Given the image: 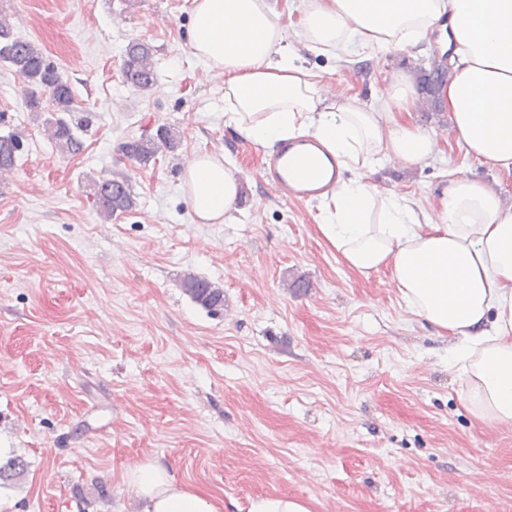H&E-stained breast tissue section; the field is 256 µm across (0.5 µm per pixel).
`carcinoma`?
Here are the masks:
<instances>
[{
  "mask_svg": "<svg viewBox=\"0 0 512 512\" xmlns=\"http://www.w3.org/2000/svg\"><path fill=\"white\" fill-rule=\"evenodd\" d=\"M153 57L154 47L150 43L142 40L129 42L121 69L124 83L140 91L151 90L157 80ZM1 63L35 87L36 94L29 101V110L43 113L42 124L59 150L66 155L81 153L84 142L79 131L89 124L90 116L71 117L76 110L73 87L35 43L14 35L10 15L4 12L0 13ZM44 95L51 101L52 108L43 106ZM180 142L177 129L162 124L153 132L147 129L128 132L117 151L124 158L147 166L156 162L158 157L176 151ZM19 148V140L14 134L0 136V176L14 169ZM88 187L99 214L106 220L129 212L136 205L132 187L126 178L92 179ZM180 287L207 312L213 314L224 309V289L210 280L189 273L180 280ZM23 470L21 456H11L0 462V481L10 480Z\"/></svg>",
  "mask_w": 512,
  "mask_h": 512,
  "instance_id": "cac0c4a2",
  "label": "carcinoma"
}]
</instances>
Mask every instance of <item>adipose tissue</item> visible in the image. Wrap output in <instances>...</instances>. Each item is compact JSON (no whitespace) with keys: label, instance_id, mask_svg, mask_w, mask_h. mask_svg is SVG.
<instances>
[{"label":"adipose tissue","instance_id":"adipose-tissue-1","mask_svg":"<svg viewBox=\"0 0 512 512\" xmlns=\"http://www.w3.org/2000/svg\"><path fill=\"white\" fill-rule=\"evenodd\" d=\"M433 33L454 63L442 90L454 136L468 157L512 176V0H301L293 32L270 0L190 7L192 55L222 80L225 126L265 149L313 140L320 166L351 171L318 198L323 236L352 271L389 270L407 310L447 336L472 415L512 427V206L460 176L432 216L407 197L380 194L369 173L440 151L410 121L412 82L394 81L370 105L327 94L321 72L289 43L297 37L322 56L352 48L378 56ZM182 183L197 224L226 222L240 196L222 153L193 155ZM125 478L145 512H222L153 460L129 465Z\"/></svg>","mask_w":512,"mask_h":512}]
</instances>
